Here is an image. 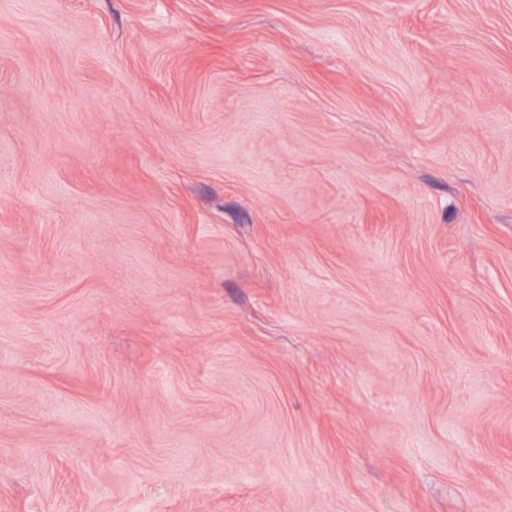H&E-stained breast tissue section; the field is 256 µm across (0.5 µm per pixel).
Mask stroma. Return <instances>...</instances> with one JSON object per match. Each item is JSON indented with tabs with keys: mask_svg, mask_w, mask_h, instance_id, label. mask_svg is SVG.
Wrapping results in <instances>:
<instances>
[{
	"mask_svg": "<svg viewBox=\"0 0 512 512\" xmlns=\"http://www.w3.org/2000/svg\"><path fill=\"white\" fill-rule=\"evenodd\" d=\"M0 512H512V0H0Z\"/></svg>",
	"mask_w": 512,
	"mask_h": 512,
	"instance_id": "35a3bbf8",
	"label": "stroma"
}]
</instances>
